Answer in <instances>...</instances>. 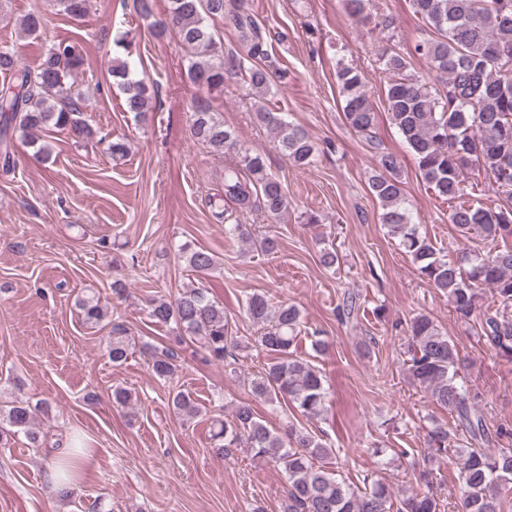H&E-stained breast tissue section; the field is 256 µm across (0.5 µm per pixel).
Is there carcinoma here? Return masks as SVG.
I'll return each instance as SVG.
<instances>
[{
	"instance_id": "1",
	"label": "carcinoma",
	"mask_w": 512,
	"mask_h": 512,
	"mask_svg": "<svg viewBox=\"0 0 512 512\" xmlns=\"http://www.w3.org/2000/svg\"><path fill=\"white\" fill-rule=\"evenodd\" d=\"M63 14L83 18L92 0H56ZM366 0H343L349 17L364 22ZM414 13L431 26L437 38H421L414 53L425 58L439 74V87L432 88L405 74L406 58L384 48L380 53L387 81L383 88L384 111L409 148L419 177L434 195L448 203V221L462 236L479 233L491 242L484 253L461 251L456 259L445 258L433 241L412 223L401 180L397 155L385 150L377 134L378 112L365 90L364 76L351 66H340L336 80L344 102L347 125L375 150L376 167L369 188L382 210L381 222L399 239L418 274L448 294V302L463 322L480 321L484 344L503 357L512 358V0H410ZM220 19L240 33L241 50L224 53L215 40L211 21ZM27 36L43 31L40 15L29 13L19 21ZM156 36L171 31L187 53L186 76L190 84L208 91L224 90V81L234 79L260 99L270 94L267 61L268 41L256 21L242 11V0H170L165 22H154ZM84 65L76 45L54 42L39 63L21 66L14 46L0 44V74L7 80L0 88V128L15 130L35 154L48 159L50 145L42 135L61 131L79 142L93 135L82 118L83 94L73 89L74 75ZM131 56L113 60L109 75L125 94V109L137 116L149 110L153 92L133 78ZM257 118L269 127L276 147L296 168L315 163L319 148L285 113L259 104ZM191 136L218 156L234 154L238 160L224 164L226 209L217 214L228 222L226 235L241 239L263 253L278 248L271 236L255 237L249 225L230 223L231 211H257L275 221L288 209L280 180L267 167L263 156L241 148L234 129L224 124L209 102L197 97L192 103ZM477 167L492 179L496 200L480 203L470 199L463 172ZM180 257L189 271L204 279L216 269L215 255L185 243ZM77 306L86 321L100 323L107 309L99 301L79 299ZM149 318L156 324L174 325L177 345L184 340L198 344L209 363L238 361L239 336L224 312V305L210 296L204 285L181 288L173 297L157 296L148 303ZM244 311L260 334L254 347L266 354L263 372L250 380L251 401H241L229 419L212 422L211 440L217 456L231 448L245 447L283 470L287 478L284 512H440L433 492V466L454 456L460 461L456 487L460 512H505L504 500L512 496V448L491 450L492 437L482 414L483 396L456 381L458 351L447 333L434 320L419 314L408 324L411 338L405 361L409 377L428 394L432 403L448 410L455 426L434 422L428 433L427 462L420 475L424 491L393 499L389 486L375 472L359 482H348L334 469V449L319 436L289 422L277 432L256 416L253 401L273 407L293 406L301 415L318 417L326 411V375L314 361L297 355L301 325L300 310L275 302L266 293L245 299ZM108 358L121 364L130 353L129 330L114 323L108 336ZM154 378L167 382L178 368V353L172 347L151 349ZM174 412L190 420L202 412L192 393L178 390L170 395ZM35 409L16 400L0 411V446L22 432L36 448L75 450L76 438L49 441L34 429ZM60 496H75L73 478L81 462H60Z\"/></svg>"
}]
</instances>
